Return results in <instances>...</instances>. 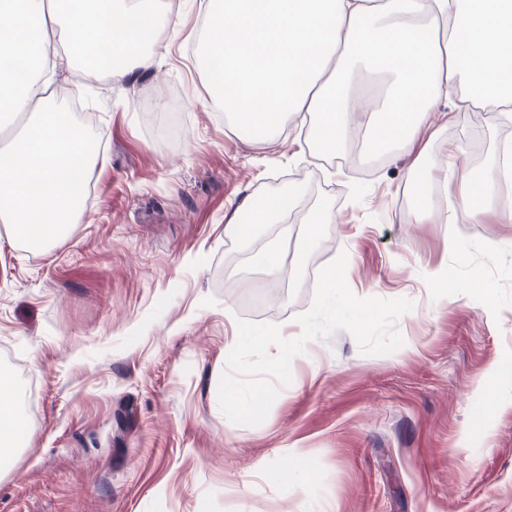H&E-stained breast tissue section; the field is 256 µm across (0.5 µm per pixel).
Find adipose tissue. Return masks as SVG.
<instances>
[{
	"instance_id": "adipose-tissue-1",
	"label": "adipose tissue",
	"mask_w": 512,
	"mask_h": 512,
	"mask_svg": "<svg viewBox=\"0 0 512 512\" xmlns=\"http://www.w3.org/2000/svg\"><path fill=\"white\" fill-rule=\"evenodd\" d=\"M199 12L196 63L237 127L266 140L313 113L323 151L337 154L366 118L368 152L409 156L422 193L433 179L422 135L449 91L469 81L482 91L462 104L512 111V0H386L378 11L365 0H200ZM175 15L174 0H0V55L32 64L22 83L0 65V131L24 123L0 147V223L16 242H54L83 211L79 175L91 157L82 130L52 103L58 71L84 60L90 44L111 59L114 78L150 69L179 33ZM350 62L375 66L386 87L346 88ZM292 202L247 198L226 228L250 241ZM496 202L511 224L512 168L471 181L454 208L421 207L413 218L476 224Z\"/></svg>"
}]
</instances>
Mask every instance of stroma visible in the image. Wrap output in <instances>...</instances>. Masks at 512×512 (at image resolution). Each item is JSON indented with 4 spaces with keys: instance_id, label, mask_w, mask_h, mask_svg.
<instances>
[{
    "instance_id": "35a3bbf8",
    "label": "stroma",
    "mask_w": 512,
    "mask_h": 512,
    "mask_svg": "<svg viewBox=\"0 0 512 512\" xmlns=\"http://www.w3.org/2000/svg\"><path fill=\"white\" fill-rule=\"evenodd\" d=\"M177 41L122 81L62 69L61 110L97 142L91 199L62 239L31 248L0 227V359L34 394L32 427L0 464V512H512V223L415 224L401 154L354 135L324 153L316 121L270 142L210 103ZM424 163L489 171L512 120L456 111ZM289 189L280 223L244 243L230 203ZM336 215L303 264L239 277L261 242L301 244L314 209ZM347 253L360 298L407 297L403 346L363 354L344 330L293 358L266 420L231 423L217 394L239 320L298 330L318 271ZM447 264L448 281L428 269ZM298 458L300 469L289 466Z\"/></svg>"
}]
</instances>
